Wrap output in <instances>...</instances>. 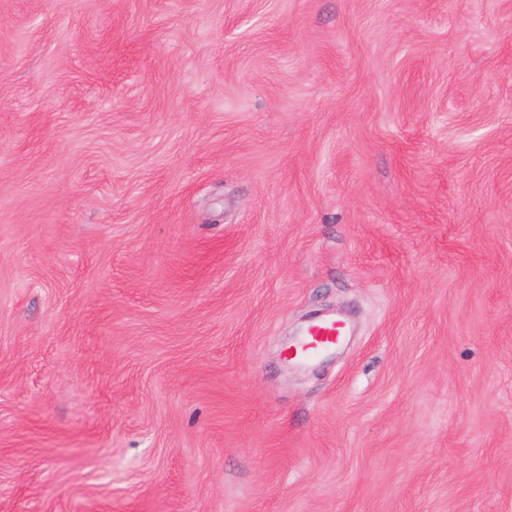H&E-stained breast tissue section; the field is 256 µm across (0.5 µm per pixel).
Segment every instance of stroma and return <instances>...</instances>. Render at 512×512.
Segmentation results:
<instances>
[{
    "instance_id": "stroma-1",
    "label": "stroma",
    "mask_w": 512,
    "mask_h": 512,
    "mask_svg": "<svg viewBox=\"0 0 512 512\" xmlns=\"http://www.w3.org/2000/svg\"><path fill=\"white\" fill-rule=\"evenodd\" d=\"M0 512H512V0H0ZM347 335V326L340 318L324 317L310 322L296 342L288 347V356L313 361L325 352L336 348L340 336Z\"/></svg>"
}]
</instances>
